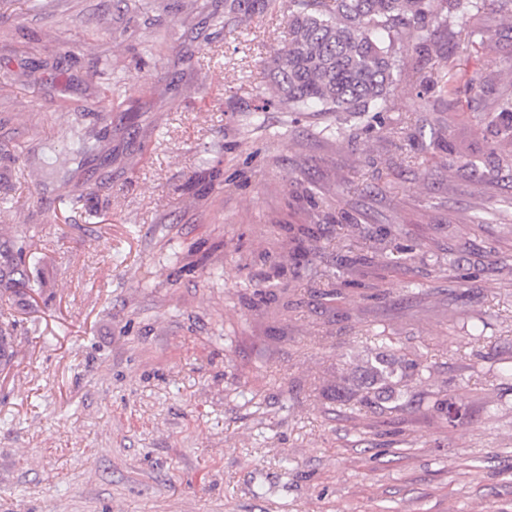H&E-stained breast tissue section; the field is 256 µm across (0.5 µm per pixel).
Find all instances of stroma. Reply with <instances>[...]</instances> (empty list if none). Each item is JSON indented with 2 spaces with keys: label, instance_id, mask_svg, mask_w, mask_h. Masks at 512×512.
Masks as SVG:
<instances>
[{
  "label": "stroma",
  "instance_id": "1",
  "mask_svg": "<svg viewBox=\"0 0 512 512\" xmlns=\"http://www.w3.org/2000/svg\"><path fill=\"white\" fill-rule=\"evenodd\" d=\"M207 5L0 0V226L24 225L42 283L12 305L0 512H512V163L448 152L512 98V8L486 0L482 53L431 27L456 113L408 47L379 113L339 119L267 105L283 10L221 28ZM72 127L96 148L60 170ZM285 224L317 252L292 262ZM384 244L417 252L321 297ZM384 336L453 424L327 399ZM415 72L418 75L420 83L425 86L431 85L433 88L436 86L442 95L448 97L450 104L452 102L458 103L457 95L459 92V85L456 80V73H454L449 66L448 72H443L441 75L437 72L436 78H433L432 72L424 71V68L416 67Z\"/></svg>",
  "mask_w": 512,
  "mask_h": 512
}]
</instances>
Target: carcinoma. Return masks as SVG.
I'll list each match as a JSON object with an SVG mask.
<instances>
[{
    "label": "carcinoma",
    "instance_id": "carcinoma-1",
    "mask_svg": "<svg viewBox=\"0 0 512 512\" xmlns=\"http://www.w3.org/2000/svg\"><path fill=\"white\" fill-rule=\"evenodd\" d=\"M480 0H288V40L266 62L270 90L290 112L318 107L322 112L364 115L386 101L396 68V46L410 45L421 57L438 62L444 51L428 37L434 24L461 22L469 43L486 50L492 38L475 24ZM388 32L389 41L379 38ZM420 83L438 88L457 102L459 85L453 70L435 77L416 69ZM69 156L77 158L95 149L87 135L70 133ZM485 152L512 158V98L501 100L481 129V141L462 147L448 144V154ZM288 244L295 260L304 258L305 243L314 238L308 224L287 227ZM21 278H15V275ZM24 271L13 265L0 274L5 290L17 296L28 288ZM16 355L14 337L0 328V368L11 366ZM330 395L361 409L393 414L408 409H432L448 422L454 408L447 389L433 380L432 368L422 360L393 351H370L357 356L343 382L330 387Z\"/></svg>",
    "mask_w": 512,
    "mask_h": 512
}]
</instances>
